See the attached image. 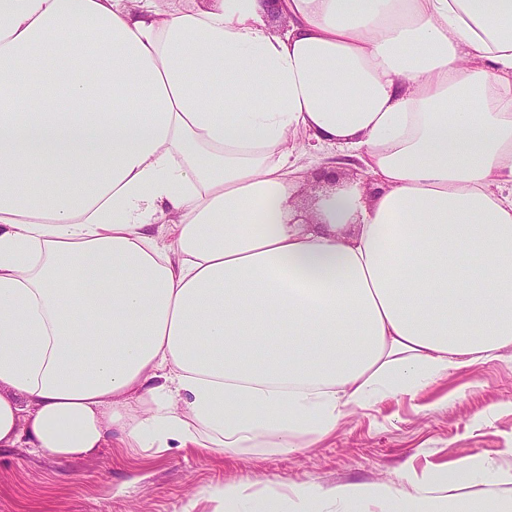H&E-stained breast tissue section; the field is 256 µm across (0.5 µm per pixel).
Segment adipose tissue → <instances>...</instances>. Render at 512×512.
<instances>
[{"instance_id": "1", "label": "adipose tissue", "mask_w": 512, "mask_h": 512, "mask_svg": "<svg viewBox=\"0 0 512 512\" xmlns=\"http://www.w3.org/2000/svg\"><path fill=\"white\" fill-rule=\"evenodd\" d=\"M307 140L377 195L300 196ZM509 183L512 0H0V448L292 451L500 358ZM488 485L213 495L512 512Z\"/></svg>"}]
</instances>
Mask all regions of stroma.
<instances>
[{
	"mask_svg": "<svg viewBox=\"0 0 512 512\" xmlns=\"http://www.w3.org/2000/svg\"><path fill=\"white\" fill-rule=\"evenodd\" d=\"M512 467V359L451 370L416 398L400 396L347 415L315 447L132 450L111 447L61 462L0 449V512H221L213 489L229 480L370 484L407 467L463 462Z\"/></svg>",
	"mask_w": 512,
	"mask_h": 512,
	"instance_id": "35a3bbf8",
	"label": "stroma"
}]
</instances>
